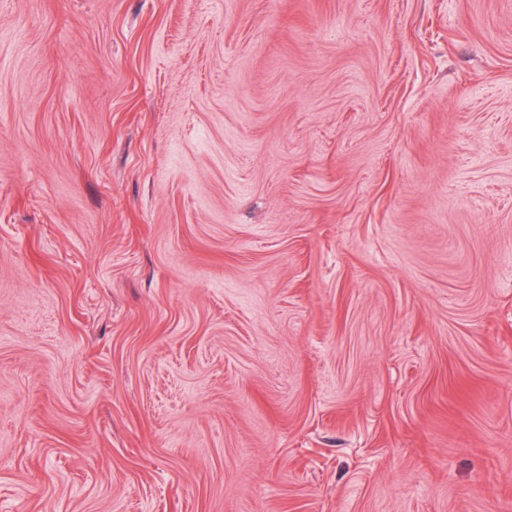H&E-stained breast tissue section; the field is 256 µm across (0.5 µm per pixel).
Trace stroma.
Returning <instances> with one entry per match:
<instances>
[{"instance_id":"35a3bbf8","label":"stroma","mask_w":512,"mask_h":512,"mask_svg":"<svg viewBox=\"0 0 512 512\" xmlns=\"http://www.w3.org/2000/svg\"><path fill=\"white\" fill-rule=\"evenodd\" d=\"M0 512H512V0H0Z\"/></svg>"}]
</instances>
